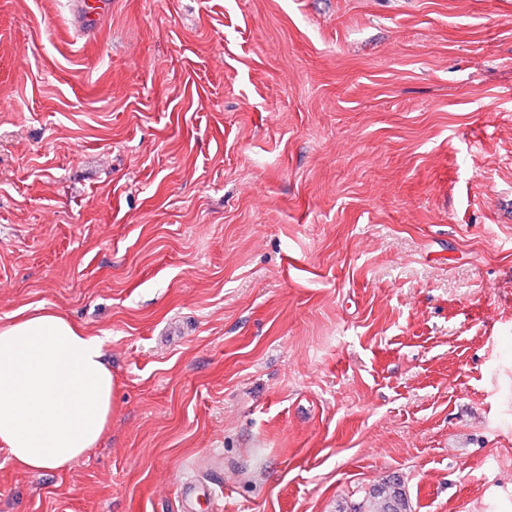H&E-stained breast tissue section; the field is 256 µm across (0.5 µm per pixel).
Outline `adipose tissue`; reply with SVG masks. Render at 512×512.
Instances as JSON below:
<instances>
[{
  "mask_svg": "<svg viewBox=\"0 0 512 512\" xmlns=\"http://www.w3.org/2000/svg\"><path fill=\"white\" fill-rule=\"evenodd\" d=\"M101 337L40 308L0 326V446L28 471L64 470L112 415Z\"/></svg>",
  "mask_w": 512,
  "mask_h": 512,
  "instance_id": "adipose-tissue-1",
  "label": "adipose tissue"
}]
</instances>
